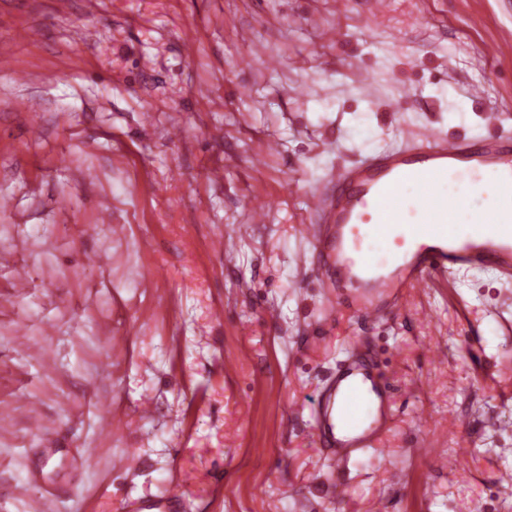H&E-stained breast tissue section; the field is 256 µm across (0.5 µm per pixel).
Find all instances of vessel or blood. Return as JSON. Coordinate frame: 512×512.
Instances as JSON below:
<instances>
[{
  "instance_id": "1",
  "label": "vessel or blood",
  "mask_w": 512,
  "mask_h": 512,
  "mask_svg": "<svg viewBox=\"0 0 512 512\" xmlns=\"http://www.w3.org/2000/svg\"><path fill=\"white\" fill-rule=\"evenodd\" d=\"M504 113H484L485 133L468 139L442 137L418 128L406 148L386 146L339 172L335 181L312 195L317 216L310 227L314 261L322 280L336 288L323 316L334 322L353 311L371 322L396 314L409 289L429 277L456 278L478 272L512 279V206L467 229L453 227L459 203L442 195L439 177L449 167L482 168L488 187L512 196V136L499 132ZM422 185L424 221L401 229L400 198L407 181ZM380 234L392 249L383 265L366 264L354 253L363 239ZM390 378L376 355L360 341L345 356L313 414L318 440L337 465L345 466L370 448L380 447L393 421ZM132 512H181L178 494L132 501Z\"/></svg>"
}]
</instances>
